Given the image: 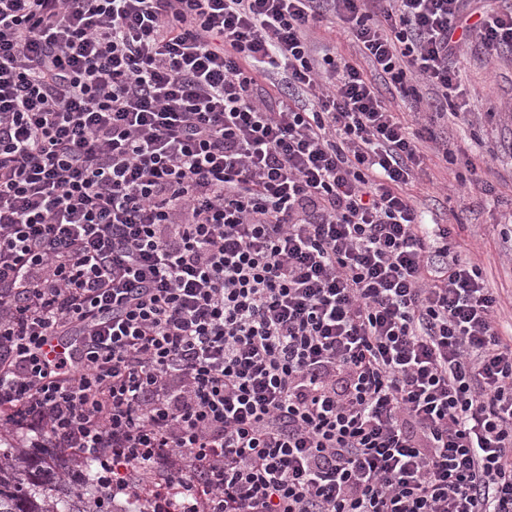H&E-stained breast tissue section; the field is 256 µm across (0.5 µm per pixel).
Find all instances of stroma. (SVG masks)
Listing matches in <instances>:
<instances>
[{"label": "stroma", "mask_w": 512, "mask_h": 512, "mask_svg": "<svg viewBox=\"0 0 512 512\" xmlns=\"http://www.w3.org/2000/svg\"><path fill=\"white\" fill-rule=\"evenodd\" d=\"M318 50L328 51L373 75L371 63L342 30L320 29ZM458 79L472 111L470 119L450 115L436 119L435 130L457 156L446 165L436 154L427 159L430 180L408 186L428 222L446 224L462 256L479 264L488 287L503 301L502 327L512 326V238L505 219L512 213V54L488 57L470 45L457 58ZM474 164L478 187H464L455 178Z\"/></svg>", "instance_id": "stroma-1"}]
</instances>
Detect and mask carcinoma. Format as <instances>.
Listing matches in <instances>:
<instances>
[{
  "label": "carcinoma",
  "instance_id": "obj_1",
  "mask_svg": "<svg viewBox=\"0 0 512 512\" xmlns=\"http://www.w3.org/2000/svg\"><path fill=\"white\" fill-rule=\"evenodd\" d=\"M0 512H148L142 504L120 505L96 486L86 465L75 480L48 467L47 454L23 452L0 439Z\"/></svg>",
  "mask_w": 512,
  "mask_h": 512
}]
</instances>
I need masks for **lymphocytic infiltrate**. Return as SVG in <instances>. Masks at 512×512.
Masks as SVG:
<instances>
[{"mask_svg":"<svg viewBox=\"0 0 512 512\" xmlns=\"http://www.w3.org/2000/svg\"><path fill=\"white\" fill-rule=\"evenodd\" d=\"M472 0H0V430L156 512H512V335L422 222ZM298 107L259 85L277 73ZM314 41L320 51L319 55L330 53L332 56H336V59L342 58L359 65L365 75L373 80L375 79V83L380 88L386 101L390 102L392 109L395 112H400L408 121L410 126L409 131L415 133L420 130L421 124H418V121H415L413 112L409 111L401 101L395 88L391 87L390 89L382 85L383 82H381L378 75L374 72V68L371 63L359 54L356 43L347 33H344L338 28H336V30L321 28L314 34ZM326 49L328 51H325Z\"/></svg>","mask_w":512,"mask_h":512,"instance_id":"1","label":"lymphocytic infiltrate"}]
</instances>
